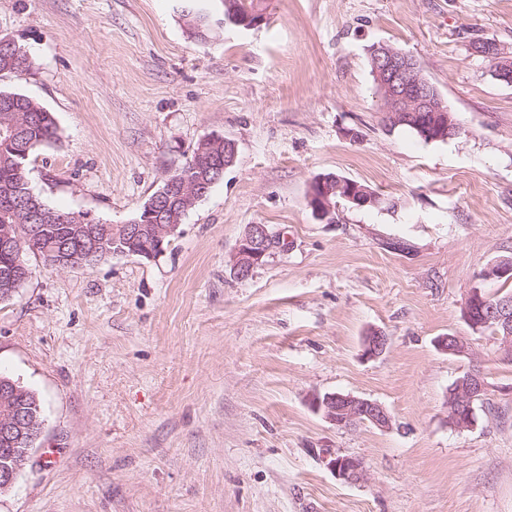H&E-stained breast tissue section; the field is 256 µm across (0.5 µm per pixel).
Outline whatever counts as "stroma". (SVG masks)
Listing matches in <instances>:
<instances>
[{
	"label": "stroma",
	"mask_w": 512,
	"mask_h": 512,
	"mask_svg": "<svg viewBox=\"0 0 512 512\" xmlns=\"http://www.w3.org/2000/svg\"><path fill=\"white\" fill-rule=\"evenodd\" d=\"M205 38L173 0H0V36L31 69L0 89L53 112L57 143L30 159L51 207L133 219L197 143L234 164L153 259L110 255L31 278L0 300V375L42 404L43 433L0 512H512V361L463 309L512 258V85L474 42L512 53V0H264L261 25ZM413 56L460 132L390 128L371 45ZM334 173L380 199L310 187ZM278 242L245 279L246 229ZM379 330V356L363 338ZM463 337L465 356L439 350ZM475 422L448 421L472 365ZM382 404L389 428L328 422L313 395ZM363 461L346 483L328 462ZM361 185L351 180H334L324 175L319 176L311 186L310 205L315 214L325 220L331 214L332 200L336 198L338 191H341L343 193L342 196L349 200L345 201L353 205L375 204L376 198L369 194L370 190Z\"/></svg>",
	"instance_id": "obj_1"
}]
</instances>
